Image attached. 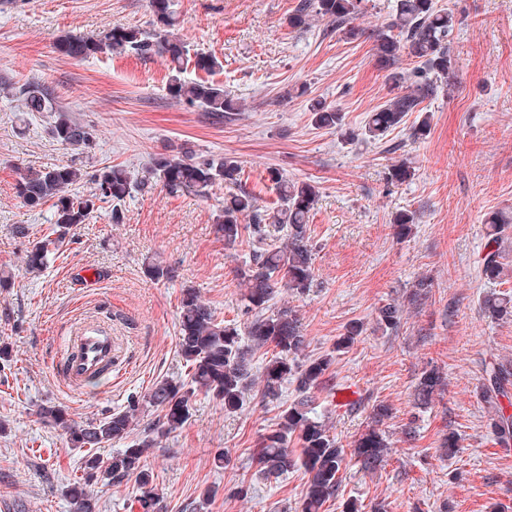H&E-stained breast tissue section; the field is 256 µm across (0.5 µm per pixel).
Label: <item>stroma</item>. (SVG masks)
Wrapping results in <instances>:
<instances>
[{
  "label": "stroma",
  "mask_w": 512,
  "mask_h": 512,
  "mask_svg": "<svg viewBox=\"0 0 512 512\" xmlns=\"http://www.w3.org/2000/svg\"><path fill=\"white\" fill-rule=\"evenodd\" d=\"M298 0H173L178 34L191 51L222 63L214 82L243 105L231 117L171 99L166 57L97 55L75 60L54 50L64 34L100 36L113 25L150 29L149 0H0V268L14 276L0 289V340L11 357L0 369V502L13 512H72L65 486L81 480L82 453L59 429L35 414L39 404L65 407L75 421L124 409L162 379L182 381L178 353L181 291L195 289L225 323L244 325L236 270L251 243L225 247L214 231L224 199L236 188L255 191L261 210L274 211L279 193L270 171L312 182L310 213L315 282L305 294L281 293L274 307L297 310L307 355L334 353L315 412L345 451L341 481L322 512H512V448L499 447L481 398L487 364L512 369V319L494 322L482 298L500 284L479 272L487 242L483 221L492 212L512 222V0H437L456 17L451 83L424 102L431 132L414 139L420 114L379 141H347L311 122L320 100L339 108L343 124L364 127L392 95L375 57V38L391 21L397 0H363L358 38L327 22L305 30L288 26ZM37 82L93 135L88 149L53 141L46 114H23L17 89ZM302 87V96L288 90ZM188 146L197 157L234 156L244 175L212 194L134 190L120 205L100 203L41 272L25 257L50 225L51 206L32 212L15 193L30 170L76 161L95 171L119 165L141 174L152 158ZM407 161L406 182L388 183L391 165ZM123 213L113 223V208ZM416 212L408 238L393 235L392 218ZM29 227L27 237L16 225ZM173 268L154 280L147 262ZM91 272L93 284L83 274ZM430 278L426 298L413 300L415 282ZM387 303L400 308L391 329L378 322ZM112 331V371L74 387L56 368L64 339L82 320ZM362 322L354 343L336 342L348 323ZM443 378L431 403L416 407L422 373ZM353 385L358 400L339 408L337 389ZM295 397L285 383L281 400L250 392L236 414L198 395L192 416L148 452L153 492L163 512H301L307 477L293 470L277 481L260 478L250 457ZM389 413L375 419L377 406ZM385 433L391 451L367 472L352 453L369 427ZM455 433L460 451L440 457ZM226 464H218V454Z\"/></svg>",
  "instance_id": "35a3bbf8"
}]
</instances>
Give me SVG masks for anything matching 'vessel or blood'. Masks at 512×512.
Here are the masks:
<instances>
[{"instance_id":"vessel-or-blood-1","label":"vessel or blood","mask_w":512,"mask_h":512,"mask_svg":"<svg viewBox=\"0 0 512 512\" xmlns=\"http://www.w3.org/2000/svg\"><path fill=\"white\" fill-rule=\"evenodd\" d=\"M57 369L73 386L99 376L112 365V335L91 322L80 324L65 342Z\"/></svg>"}]
</instances>
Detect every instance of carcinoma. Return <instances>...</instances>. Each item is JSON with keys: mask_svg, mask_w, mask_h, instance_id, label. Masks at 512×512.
<instances>
[{"mask_svg": "<svg viewBox=\"0 0 512 512\" xmlns=\"http://www.w3.org/2000/svg\"><path fill=\"white\" fill-rule=\"evenodd\" d=\"M361 3L362 0H299L287 22L294 29H303L311 26L313 20L321 19L335 25L344 37H355L358 30L353 23L361 13ZM150 6L155 16L151 32L115 24L100 38L73 34L59 36L54 41V48L73 59L130 52L143 57L164 55L169 58L167 91L173 100L214 113L230 115L241 111L240 104L225 94L222 86L205 80L188 82L184 79L189 49L175 33L177 17L171 0H150ZM454 27L453 13L438 7L436 0H398L395 17L377 34L376 56L380 66L387 71V82L399 92L370 114L360 133L342 130V113L320 101L310 104L314 124L320 128H336L349 140L360 136L375 140L400 125L408 113L424 111L421 104L435 96L438 83L448 81V74L455 69L450 50ZM405 50L420 63L414 81L396 67ZM194 64L208 73L222 67L215 56L204 52L195 54ZM19 95L24 111L51 113L48 133L56 143L75 149L92 144L91 132L65 112L43 85L29 83L19 90ZM242 173L241 162L234 156H226L217 162L197 160L188 147L181 148L177 156L153 158L138 181L119 165H106L89 177L82 166L73 161L30 171L17 182V197L32 211L42 209L49 202L54 211L52 235L32 246L27 254V266L32 272L46 266L49 254L62 245L78 225L86 223L98 199L123 202L136 186L153 184L171 191L190 190L206 196L224 183L240 182ZM413 175L411 166L402 160L391 166L388 181L403 183ZM87 177L97 185L98 192L86 198L70 197V187ZM270 180L280 195L279 208L271 216L272 224L284 232L283 242L278 245L266 243V218L258 212L257 196L251 191L242 189L224 199V209L215 221V232L223 238L225 246H235L245 233L258 243L249 261L237 269V278L245 288L242 313L247 316L248 343L242 342L237 326L224 323L199 299L194 289L185 288L180 303L178 346L179 355L189 369L187 383L160 380L142 400H132L124 409L85 424L76 423L65 408L52 402L38 406L39 418L45 424L65 431L71 447L90 450L83 457L85 481L76 482L66 490L73 512H98V495L89 489L92 484H121L129 480L143 490L138 499L142 512H160L151 492L154 473L146 461L147 450L156 446L158 438L176 432L188 422L195 397L200 393L209 395L230 414L242 408L245 394L255 386L259 387L263 399L278 400L284 384L290 379L296 383L297 396L281 411L277 428L262 436L258 447L253 449L252 458L269 482L296 466L304 469L307 492L302 512H321L324 503L335 494L344 451L336 446L326 423L314 416L313 407L314 390L333 364V357H307L308 343L295 309L283 306L270 311V302L279 293L286 290L304 294L313 287V244L308 234V221L318 191L313 184L290 181L276 170L271 171ZM245 219L249 223H243ZM415 223V213L408 210L396 213L392 221L396 239L406 238ZM485 226L488 251L480 258L479 265L485 279L501 281L512 275V270L501 262L503 233L509 225L502 216L493 213L486 218ZM481 305L489 319L500 321L512 317L510 293L486 295ZM379 322L387 328L396 326L399 323L398 307L393 303L381 307ZM362 328V323L357 321L348 324L336 349L352 344ZM269 346L275 354L260 374L252 373L253 354ZM441 385L442 378L437 371L423 372L416 387L419 404H429ZM511 385L512 372L502 365L492 366L482 384V398L491 413L489 426L503 448L512 446V415L506 412L502 403V399L508 397ZM149 407L159 411L154 427L143 430V434L128 447L109 457L93 453L95 448L128 439L138 425L141 413ZM293 437L300 443L298 456L288 448V440ZM387 450L384 435L375 428L368 429L354 442V455L366 471L381 466Z\"/></svg>", "mask_w": 512, "mask_h": 512, "instance_id": "obj_1", "label": "carcinoma"}]
</instances>
